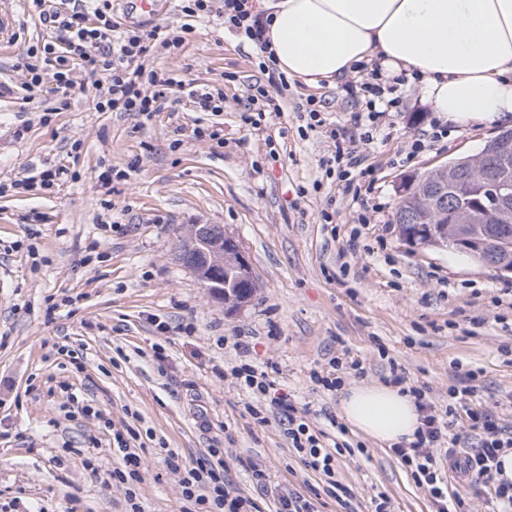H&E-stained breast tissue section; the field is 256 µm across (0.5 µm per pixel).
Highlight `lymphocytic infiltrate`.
Returning a JSON list of instances; mask_svg holds the SVG:
<instances>
[{
  "mask_svg": "<svg viewBox=\"0 0 512 512\" xmlns=\"http://www.w3.org/2000/svg\"><path fill=\"white\" fill-rule=\"evenodd\" d=\"M29 2L50 35L32 46L21 64L26 88L39 91L45 81H52L53 94L65 102L75 87L73 74L80 71L90 79L95 111L130 112L144 124L163 110L174 90L192 103L195 111L211 113L215 118L224 111L223 91L187 79L181 72H160L146 65L154 50L181 49L194 22L219 16L225 28L256 50L259 60H266L270 52L264 37L268 20L251 0H180V11L187 22L176 33L158 25L148 30L122 25L114 18L112 0H68L64 8L58 7L56 0ZM287 89L288 78L282 74L269 76L267 84L252 85L241 122L257 129L280 114ZM232 375L248 396L246 410L255 423L261 427L269 424L270 413L264 404L273 401L288 444L304 466L324 479L328 493L351 498L350 489L336 478V457L349 451V444L328 443L327 433L314 429L288 395H275L276 380L268 370L243 362L233 367ZM475 379L473 371H466L462 386L449 390L457 404H464L471 429L480 433L473 447L450 431L457 405L439 410L422 387L409 388L422 414V424L413 441L393 447L392 452L410 469L415 483L428 491L436 512H468L465 498L448 492L454 470L484 495L490 512H512V482L498 478L499 457L504 449L512 447V431L500 426L491 410L475 404ZM140 438V431L130 425L112 432V453L121 464L113 468L111 478L125 486L130 512H142L136 486L146 456L137 449ZM165 463L181 475V512H262L257 499L227 491L223 450L207 449L189 462L180 461L171 452Z\"/></svg>",
  "mask_w": 512,
  "mask_h": 512,
  "instance_id": "obj_1",
  "label": "lymphocytic infiltrate"
}]
</instances>
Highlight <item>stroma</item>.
Here are the masks:
<instances>
[{"label": "stroma", "instance_id": "35a3bbf8", "mask_svg": "<svg viewBox=\"0 0 512 512\" xmlns=\"http://www.w3.org/2000/svg\"><path fill=\"white\" fill-rule=\"evenodd\" d=\"M0 10L21 20L0 48V183L58 162L74 174L51 192L0 194V512H127L110 477V433L94 417L59 416L68 386L114 424L149 435L137 486L144 512H179L167 451L190 460L213 444L231 493L253 494V462L273 485L319 495L320 512H345L278 421L260 427L246 412L228 376L245 357L276 366L281 388L326 432L340 397L311 373L343 355L364 368L345 374L346 386L389 381L398 364L441 410L456 369L474 371L483 403L512 426V280L448 247L408 244L394 222L406 178L478 154L497 125L439 119L404 77L371 118L366 65L316 88L290 80L281 114L246 127L247 87L267 74L216 16L152 63L223 88V147L192 138L210 116L180 93L138 130L135 117L95 111L81 73L67 107L43 124L55 101L29 96L17 63L49 31L26 0H0ZM311 103L315 128L304 116ZM338 143L359 155L343 176L326 171ZM133 160L137 170L103 195L99 174ZM106 212L115 227H100ZM197 222L223 225L250 262L256 291L238 308L212 299L175 257ZM344 439L357 451L339 457L337 475L356 512H374L382 494L392 512H433L389 444L353 429Z\"/></svg>", "mask_w": 512, "mask_h": 512}]
</instances>
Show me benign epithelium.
Returning <instances> with one entry per match:
<instances>
[{"instance_id":"1","label":"benign epithelium","mask_w":512,"mask_h":512,"mask_svg":"<svg viewBox=\"0 0 512 512\" xmlns=\"http://www.w3.org/2000/svg\"><path fill=\"white\" fill-rule=\"evenodd\" d=\"M482 165V158L471 156L463 160L461 165L450 161L438 168L437 172L443 174L442 180L437 182L440 192L418 197L416 210L399 212L397 223L418 230L417 234L407 236L411 244L441 246L448 241L457 251L466 254L479 265L495 271L503 278L512 279V252L506 240L475 231L485 219V198H477L469 205L460 207L448 199V187L457 182L460 171H466L473 179H481L485 174ZM490 190L500 215L508 218V211L512 209V183L503 178L490 185ZM424 208L435 212L437 220L430 223L418 219V214ZM232 249H238V245L224 234L223 226L194 225L187 255L195 256L197 264L204 267L206 276L202 285L217 300L222 301L224 297L230 296L229 289L224 287V276L215 272V269L224 268V255Z\"/></svg>"}]
</instances>
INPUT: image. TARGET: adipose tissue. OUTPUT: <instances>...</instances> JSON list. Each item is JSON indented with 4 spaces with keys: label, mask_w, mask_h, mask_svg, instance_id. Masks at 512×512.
I'll list each match as a JSON object with an SVG mask.
<instances>
[{
    "label": "adipose tissue",
    "mask_w": 512,
    "mask_h": 512,
    "mask_svg": "<svg viewBox=\"0 0 512 512\" xmlns=\"http://www.w3.org/2000/svg\"><path fill=\"white\" fill-rule=\"evenodd\" d=\"M275 67L315 86L376 61L385 78L418 82L448 122L512 124V0H262ZM358 432L413 441L415 398L396 384L346 389Z\"/></svg>",
    "instance_id": "adipose-tissue-1"
}]
</instances>
